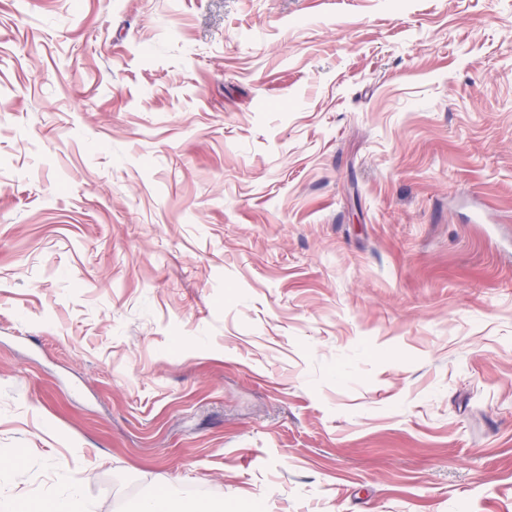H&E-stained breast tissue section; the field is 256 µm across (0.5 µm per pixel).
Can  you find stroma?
Masks as SVG:
<instances>
[{
    "instance_id": "1",
    "label": "stroma",
    "mask_w": 512,
    "mask_h": 512,
    "mask_svg": "<svg viewBox=\"0 0 512 512\" xmlns=\"http://www.w3.org/2000/svg\"><path fill=\"white\" fill-rule=\"evenodd\" d=\"M0 503L512 512V0H0Z\"/></svg>"
}]
</instances>
